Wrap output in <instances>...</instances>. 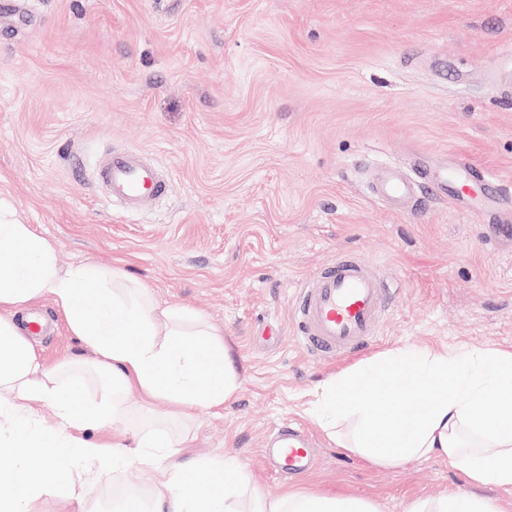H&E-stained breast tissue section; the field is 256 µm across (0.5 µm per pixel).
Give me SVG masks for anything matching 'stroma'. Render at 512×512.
<instances>
[{
  "mask_svg": "<svg viewBox=\"0 0 512 512\" xmlns=\"http://www.w3.org/2000/svg\"><path fill=\"white\" fill-rule=\"evenodd\" d=\"M0 39V206L55 246L62 267L118 268L163 304L223 331L241 370L224 408L164 428L185 463L230 454L274 497L333 488L409 512L464 481L440 459L373 468L337 447L307 403L329 376L401 345L512 349V227L489 230L420 190L418 210L376 200L373 172L415 175L463 162L512 185V0H30ZM151 153L171 191L122 213L96 191L110 146ZM395 284L393 312L367 348L303 353L290 326L296 288L336 255ZM32 337L46 364L89 351L52 302ZM296 421L315 469L274 478L260 448ZM148 486L112 473L83 503L38 512H115L105 491Z\"/></svg>",
  "mask_w": 512,
  "mask_h": 512,
  "instance_id": "35a3bbf8",
  "label": "stroma"
}]
</instances>
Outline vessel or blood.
<instances>
[{
  "label": "vessel or blood",
  "mask_w": 512,
  "mask_h": 512,
  "mask_svg": "<svg viewBox=\"0 0 512 512\" xmlns=\"http://www.w3.org/2000/svg\"><path fill=\"white\" fill-rule=\"evenodd\" d=\"M96 180L105 201L128 213L150 210L169 193L170 182L144 152L115 148L101 155ZM439 196L458 200L469 213L496 224L512 217V187L495 175H474L461 166L431 175ZM378 197L395 202L415 200V186L395 170H379ZM392 290L364 260L340 255L318 270L296 292L291 306L294 332L309 356L329 358L355 352L373 341L382 319L391 310ZM262 454L272 469L288 477L307 472L316 464L311 441L287 424L273 432Z\"/></svg>",
  "instance_id": "1"
}]
</instances>
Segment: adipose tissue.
Returning <instances> with one entry per match:
<instances>
[{
	"mask_svg": "<svg viewBox=\"0 0 512 512\" xmlns=\"http://www.w3.org/2000/svg\"><path fill=\"white\" fill-rule=\"evenodd\" d=\"M94 354L45 365L15 316L43 300ZM240 371L222 333L199 314L157 303L117 270L62 268L32 225L0 209V512H34L49 495L82 501L115 470L154 471L147 512H380L369 498L291 491L270 498L230 457L173 462L174 445L128 437L129 397L174 412L235 399ZM308 413L340 447L391 470L440 458L469 492L415 501L410 512H497L482 487L512 491V351L399 346L338 372ZM54 425H43V408ZM112 426L111 443L85 439Z\"/></svg>",
	"mask_w": 512,
	"mask_h": 512,
	"instance_id": "1",
	"label": "adipose tissue"
}]
</instances>
